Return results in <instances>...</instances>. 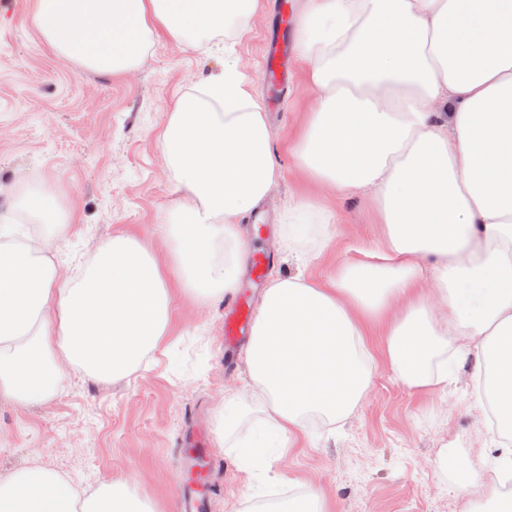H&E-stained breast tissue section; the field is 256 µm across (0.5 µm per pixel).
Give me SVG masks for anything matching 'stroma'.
<instances>
[{
	"label": "stroma",
	"instance_id": "35a3bbf8",
	"mask_svg": "<svg viewBox=\"0 0 512 512\" xmlns=\"http://www.w3.org/2000/svg\"><path fill=\"white\" fill-rule=\"evenodd\" d=\"M280 0H260L250 34L232 56L253 97L266 103L263 42ZM38 0H0V212L46 183L65 196L75 233L62 248V278L76 260H91L116 235L135 238L157 257L167 278L171 316L165 336L127 378H95L72 369L53 397L22 406L0 396V474L21 468L56 470L81 490L129 482L155 512H176L182 479L180 439L203 424L220 463L209 474L212 512H258L263 504L315 490L329 512H461L471 479L497 470L500 444L489 423L473 362L456 366L447 385L410 388L387 361L389 316L364 321L375 368L356 407L337 424L309 414L274 465L277 479L246 477L237 446L267 419L268 407L248 380L245 350L224 364V305L202 308L181 290L157 226L176 199V180L164 163L160 134L174 100L204 97L224 69V56L186 50L158 33L131 70L110 74L79 66L44 38ZM304 65L282 92L283 108L269 113L273 153L285 178L264 209L276 218L288 196L322 203L331 215L329 239L305 276L325 284L344 262L377 248L383 227L370 202L309 182L291 146L305 128L312 99ZM248 255L236 290L257 311L271 273L292 275L294 260L274 232L242 223ZM236 398L245 415L228 439L217 434L219 407Z\"/></svg>",
	"mask_w": 512,
	"mask_h": 512
}]
</instances>
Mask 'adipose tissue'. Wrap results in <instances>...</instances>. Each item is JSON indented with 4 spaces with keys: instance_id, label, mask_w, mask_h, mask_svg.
I'll use <instances>...</instances> for the list:
<instances>
[{
    "instance_id": "obj_1",
    "label": "adipose tissue",
    "mask_w": 512,
    "mask_h": 512,
    "mask_svg": "<svg viewBox=\"0 0 512 512\" xmlns=\"http://www.w3.org/2000/svg\"><path fill=\"white\" fill-rule=\"evenodd\" d=\"M259 0H38L47 42L106 73L134 67L158 31L196 50L248 33ZM295 50L312 112L294 156L309 180L369 193L384 248L339 266L327 286L271 277L247 348L249 377L270 405L243 445L244 471L270 470L311 412L336 420L373 368L360 317L392 302L387 360L410 387L446 381L474 358L495 365L499 453L512 469V0H305ZM161 148L179 194L159 226L183 292L199 306L237 288L239 224L284 177L267 114L236 64L209 100L178 99ZM64 197L44 188L0 214V394L48 399L67 368L95 377L136 371L164 336L170 293L140 241L115 236L77 279L61 281L52 247L74 232ZM28 215L30 224L20 223ZM316 201L278 214L284 252L304 261L327 238ZM432 272L442 302L417 288ZM0 512H154L127 484L73 488L38 467L0 474Z\"/></svg>"
}]
</instances>
